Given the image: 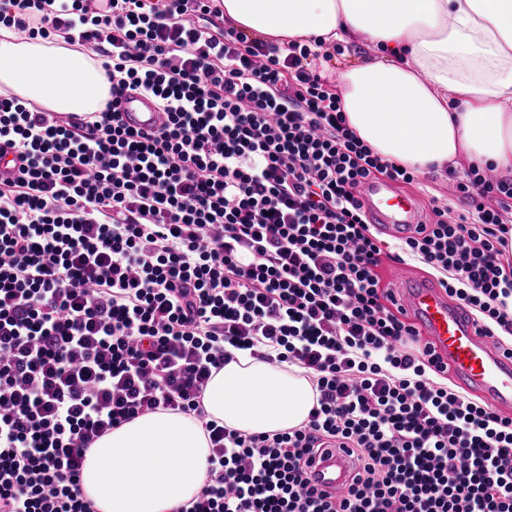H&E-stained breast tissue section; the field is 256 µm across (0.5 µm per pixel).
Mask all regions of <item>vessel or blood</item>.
Listing matches in <instances>:
<instances>
[{
  "label": "vessel or blood",
  "instance_id": "1",
  "mask_svg": "<svg viewBox=\"0 0 512 512\" xmlns=\"http://www.w3.org/2000/svg\"><path fill=\"white\" fill-rule=\"evenodd\" d=\"M118 109L126 125L137 130H154L162 121L155 102L137 92L120 98ZM360 196L374 223L396 237L409 236L419 222L414 198L398 192L390 182L367 181ZM393 293L423 343L447 363L454 381L476 393L491 409L512 407V355L477 335L464 306L428 281L401 282ZM354 474L355 461L341 448L317 454L308 470L311 484L325 491L349 488Z\"/></svg>",
  "mask_w": 512,
  "mask_h": 512
}]
</instances>
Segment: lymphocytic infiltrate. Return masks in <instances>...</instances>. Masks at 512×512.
<instances>
[{
    "label": "lymphocytic infiltrate",
    "mask_w": 512,
    "mask_h": 512,
    "mask_svg": "<svg viewBox=\"0 0 512 512\" xmlns=\"http://www.w3.org/2000/svg\"><path fill=\"white\" fill-rule=\"evenodd\" d=\"M221 0H0V28L102 60L111 98L138 91L163 123L113 106L75 121L0 97V512H95L87 450L159 410L193 417L211 451L174 512H512V417L448 367L382 287L416 259L512 352V177L472 168L395 250L361 184L414 180L346 123L313 46L211 32ZM300 369L316 402L274 434L210 419L202 399L235 351ZM348 448L346 495L306 459ZM118 109L126 125L137 130H154L162 121V112L155 102L137 92L131 91L120 98Z\"/></svg>",
    "instance_id": "1"
}]
</instances>
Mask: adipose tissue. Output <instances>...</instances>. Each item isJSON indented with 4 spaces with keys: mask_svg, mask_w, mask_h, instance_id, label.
<instances>
[{
    "mask_svg": "<svg viewBox=\"0 0 512 512\" xmlns=\"http://www.w3.org/2000/svg\"><path fill=\"white\" fill-rule=\"evenodd\" d=\"M224 21L259 38L323 46L366 33L376 56L341 70L349 127L384 159L425 174L459 155L512 170V0H223ZM112 83L88 52L0 30V90L64 114L101 111ZM227 427L285 431L314 404L308 380L248 353L214 372L203 399ZM209 442L189 416H138L86 453L97 512H171L203 482Z\"/></svg>",
    "mask_w": 512,
    "mask_h": 512,
    "instance_id": "obj_1",
    "label": "adipose tissue"
}]
</instances>
